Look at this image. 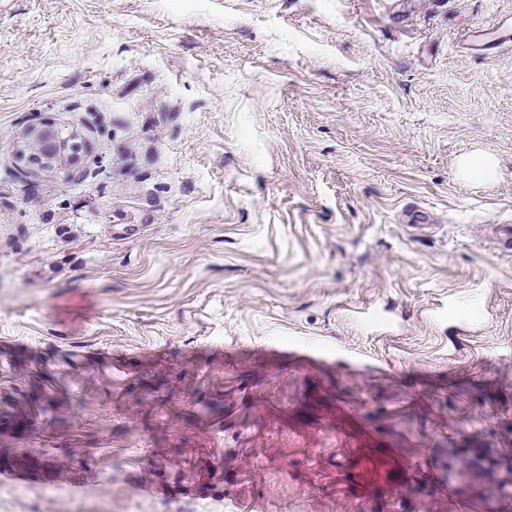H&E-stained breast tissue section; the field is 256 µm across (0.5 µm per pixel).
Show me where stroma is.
<instances>
[{"label": "stroma", "instance_id": "stroma-1", "mask_svg": "<svg viewBox=\"0 0 512 512\" xmlns=\"http://www.w3.org/2000/svg\"><path fill=\"white\" fill-rule=\"evenodd\" d=\"M499 14L0 0V512H512ZM492 30V33L495 35L494 40L490 42H482V36L484 35V31L486 29L478 28L471 30L466 38L465 42L474 46L477 50H484V46L488 43H493L496 46L499 45H512V16L510 15H501L497 17L494 23L488 27ZM72 139L63 137L54 123L42 122L27 127L11 152L21 171L49 172L75 163L80 146Z\"/></svg>", "mask_w": 512, "mask_h": 512}]
</instances>
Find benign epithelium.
<instances>
[{"instance_id":"1","label":"benign epithelium","mask_w":512,"mask_h":512,"mask_svg":"<svg viewBox=\"0 0 512 512\" xmlns=\"http://www.w3.org/2000/svg\"><path fill=\"white\" fill-rule=\"evenodd\" d=\"M11 152L21 171L49 172L75 163L79 145L62 136L54 123L42 122L27 127Z\"/></svg>"}]
</instances>
